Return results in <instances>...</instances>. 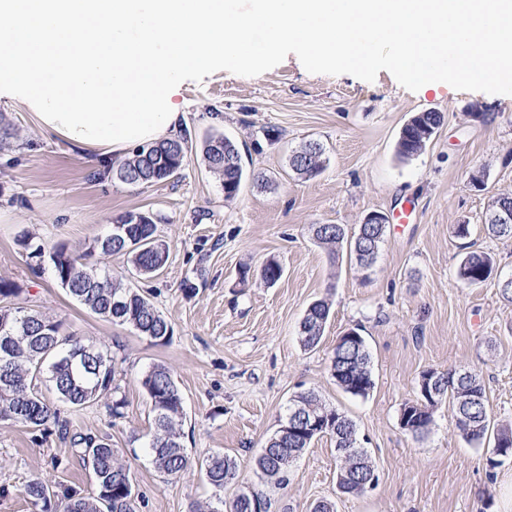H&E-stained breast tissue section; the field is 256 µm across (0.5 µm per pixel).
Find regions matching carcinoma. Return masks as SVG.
<instances>
[{
	"label": "carcinoma",
	"mask_w": 512,
	"mask_h": 512,
	"mask_svg": "<svg viewBox=\"0 0 512 512\" xmlns=\"http://www.w3.org/2000/svg\"><path fill=\"white\" fill-rule=\"evenodd\" d=\"M440 112H418L403 127L397 141V153L409 159L422 153L442 125ZM188 137L165 140L150 147L132 150L120 163L116 175H136L135 185L146 187L175 177L183 162L175 161L179 153L188 152ZM204 160L211 172L224 184V199H233L243 180L240 149L223 135H212L202 144ZM291 170L302 178L317 176L324 167L323 154L299 153L290 157ZM387 225L366 224L362 235L350 241V253L360 266L369 268L384 241ZM316 239L333 248L343 243L346 233L338 224H317ZM27 258L40 267L50 262L56 280L80 304L113 322L129 324L141 335L159 344L170 341L172 327L156 307L138 290L88 266L86 257L98 250L103 254H127L136 271L153 274L167 261V250L155 237V224L143 213H128L112 225V231L96 239L85 252L56 244L45 249L30 237L19 240ZM493 258L482 251H469L462 258L457 277L468 285H478L493 271ZM283 273L279 261L270 259L260 270L262 280L273 285ZM330 317L329 303L320 299L306 309L300 324V341L307 350L315 348L323 337ZM8 355L10 363L0 365V420L29 428L40 436L57 435L69 442L73 455L91 472L94 491L56 490L50 480L36 478L23 486V494L37 512H136L135 493L127 468L117 462L116 451L103 436L71 429L64 408H87L105 405L111 416H122L124 400L115 397L112 387L113 357L100 346L85 344L72 336L61 335V323L22 306H0V357ZM331 370L338 385L346 392L365 397L373 387L370 352L361 335L351 343L337 345ZM447 385L433 401L408 402L401 408L406 432L415 438L428 433L434 411L448 402L462 437L470 444L482 446L493 435L496 453L487 458L494 469L512 458V428H491L483 378L476 372L448 371ZM48 382L57 403L49 402L38 391V384ZM154 414V433L148 443L155 468L171 477H179L191 466L182 443L183 402L170 370L154 365L142 378ZM312 407L318 413L333 412L335 419L314 435H281L276 431L261 449L256 465L266 483L281 487L288 484L290 467L312 441L329 435L338 448L355 452L353 465L337 471V485L344 493H362L376 480L374 465L361 446L356 424L345 414L324 404L313 391L300 393L292 406ZM237 463L226 453H213L205 460V474L214 489V502L208 512H224V486L236 475ZM267 509L270 500L255 490H242L229 505V512H253V507Z\"/></svg>",
	"instance_id": "carcinoma-1"
}]
</instances>
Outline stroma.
I'll return each mask as SVG.
<instances>
[{"label": "stroma", "instance_id": "1", "mask_svg": "<svg viewBox=\"0 0 512 512\" xmlns=\"http://www.w3.org/2000/svg\"><path fill=\"white\" fill-rule=\"evenodd\" d=\"M189 151L178 177L148 187L119 181L112 166L40 128L32 113L1 103L15 136L0 149V280L23 289L21 306L60 322L63 334L108 348L123 418L105 407L69 414L74 429L107 437L130 472L139 512L205 509L212 489L200 469L212 452L237 462L225 500L243 489L265 490L270 512H311L335 502L336 512H512V459L489 468V448L471 447L448 406L428 433L405 432L399 415L419 397L422 372H479L497 425L512 426V305L498 290L512 276V240L483 231L491 201L512 195V87H480L466 78L426 92L377 69L350 76L313 68L294 51L256 75L227 69L181 89ZM444 116L425 150L410 160L397 153L403 125L418 112ZM212 134L234 140L245 176L238 195L201 153ZM324 148V168L298 178L290 155L306 141ZM484 178L474 187L472 176ZM412 201L415 223L396 224ZM149 214L168 250L165 266L137 275L127 256L94 253L90 265L122 277L167 318L168 343L97 316L57 284L51 268L33 273L17 246L30 235L46 245L83 251L127 212ZM389 217L371 269L331 251L313 235L317 224L354 233L364 217ZM470 224L468 242L453 225ZM489 253L494 274L470 286L457 277L466 249ZM276 258L282 278L259 276ZM326 300L331 315L321 344L300 342L308 305ZM359 329L371 355L374 388L367 397L345 392L331 372L338 336ZM165 365L184 402L183 442L191 468L171 479L159 473L137 440L153 430L142 376ZM315 391L347 415L375 463L377 482L361 494L341 493L335 442L317 438L297 459L287 486H265L256 458L279 428L291 399ZM47 477L90 492L91 473L57 436L39 439L0 421V512H34L21 492Z\"/></svg>", "mask_w": 512, "mask_h": 512}]
</instances>
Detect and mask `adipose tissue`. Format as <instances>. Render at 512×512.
Masks as SVG:
<instances>
[{
  "mask_svg": "<svg viewBox=\"0 0 512 512\" xmlns=\"http://www.w3.org/2000/svg\"><path fill=\"white\" fill-rule=\"evenodd\" d=\"M289 48L423 91L512 85V0H0V99L105 165L176 135L184 80Z\"/></svg>",
  "mask_w": 512,
  "mask_h": 512,
  "instance_id": "obj_1",
  "label": "adipose tissue"
}]
</instances>
